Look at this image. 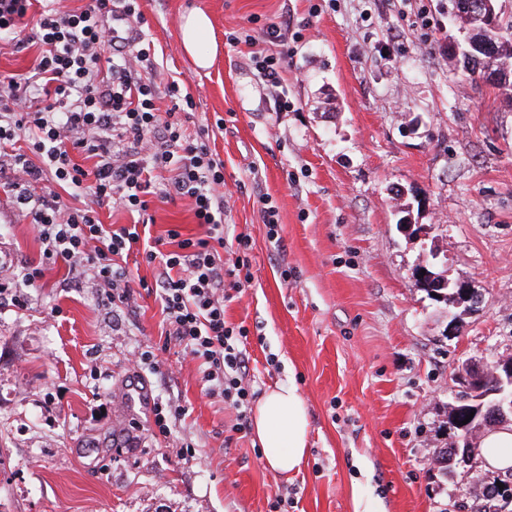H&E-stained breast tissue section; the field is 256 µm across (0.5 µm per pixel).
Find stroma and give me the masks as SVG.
Masks as SVG:
<instances>
[{
  "mask_svg": "<svg viewBox=\"0 0 512 512\" xmlns=\"http://www.w3.org/2000/svg\"><path fill=\"white\" fill-rule=\"evenodd\" d=\"M448 0H140L157 70L197 104L224 161L225 263L251 241L253 280L224 304L245 326L248 383L294 382L309 454L287 477L254 434L205 396L201 373L162 334L159 302L112 311L66 267L0 307V512H482L466 468H434L453 440L448 404L466 360L512 357V104L452 68ZM208 12L219 52L202 70L180 41L183 15ZM289 17L278 109L253 46L228 44L251 19ZM278 211L271 241L258 193ZM150 234L203 233L190 200L154 201ZM30 219L0 190V276L38 265ZM429 264L482 297L431 299ZM149 350L157 365L132 370ZM147 385L132 416L127 387ZM187 413L171 433L154 406ZM192 444L194 457L181 456ZM185 407L179 404L168 402L167 405L157 404L154 408V426L158 433L167 436L171 433L169 422L172 417L185 415Z\"/></svg>",
  "mask_w": 512,
  "mask_h": 512,
  "instance_id": "1",
  "label": "stroma"
}]
</instances>
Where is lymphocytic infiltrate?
I'll use <instances>...</instances> for the list:
<instances>
[{"label":"lymphocytic infiltrate","instance_id":"lymphocytic-infiltrate-1","mask_svg":"<svg viewBox=\"0 0 512 512\" xmlns=\"http://www.w3.org/2000/svg\"><path fill=\"white\" fill-rule=\"evenodd\" d=\"M34 2L0 0V39L28 27L40 47L28 74L0 73V150L18 138L27 143L26 151L7 153L0 187L11 191L43 246L40 266L24 273L22 282L33 285L45 269L62 265L93 281L102 307L122 306L133 286L121 259L139 246L140 231L135 224L105 227L101 210L143 216L153 198L191 199L204 235L185 238L171 229L145 248L143 261L159 270L145 290L161 302L165 335L198 364L206 396L232 410V432H246L256 397L245 382L247 330L224 318V283H251L250 239L238 236L239 254L225 266L224 162L212 150L208 130L191 135L184 129L195 100L172 79L162 85L171 106L159 111L161 85L144 75L155 57L153 41L138 32L121 37L107 26L116 14L145 24L138 0H87L77 10L61 0H47L39 9ZM240 40L277 45V54L253 63L270 89L279 88L288 63L287 24L243 31ZM75 151L94 158V168L73 162ZM35 154L43 165L32 163ZM154 169L169 174L163 191L151 181ZM58 184L86 193L87 202L65 205L54 190Z\"/></svg>","mask_w":512,"mask_h":512}]
</instances>
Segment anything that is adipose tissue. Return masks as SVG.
I'll return each instance as SVG.
<instances>
[{
	"label": "adipose tissue",
	"instance_id": "1",
	"mask_svg": "<svg viewBox=\"0 0 512 512\" xmlns=\"http://www.w3.org/2000/svg\"><path fill=\"white\" fill-rule=\"evenodd\" d=\"M212 28L204 11L193 10L182 18V46L201 68L209 67L217 53ZM252 425L271 469L285 475L299 470L308 447L309 419L294 384L268 391L253 410Z\"/></svg>",
	"mask_w": 512,
	"mask_h": 512
}]
</instances>
